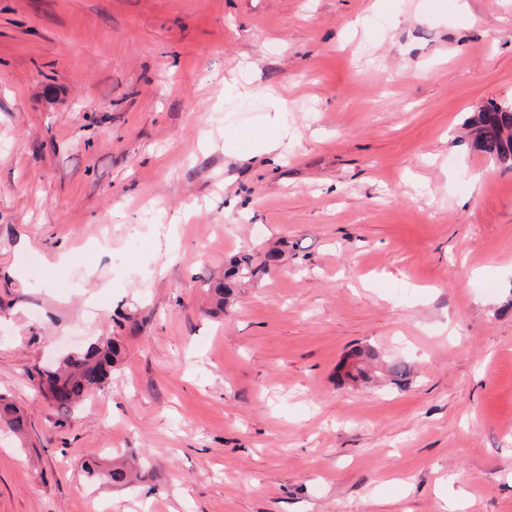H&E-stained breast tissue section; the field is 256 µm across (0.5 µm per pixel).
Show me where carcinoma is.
Here are the masks:
<instances>
[{"label": "carcinoma", "mask_w": 512, "mask_h": 512, "mask_svg": "<svg viewBox=\"0 0 512 512\" xmlns=\"http://www.w3.org/2000/svg\"><path fill=\"white\" fill-rule=\"evenodd\" d=\"M465 126L476 150L512 169V108L503 111L495 103L487 107L481 106L467 118ZM282 254L281 250L270 251L259 264L254 263L250 255L242 256L224 274L225 283L218 288V293L224 294L237 281L253 280L267 273L270 267L278 264ZM121 356V346L109 336L105 341L79 353L78 357H68L57 367L48 366L39 371L42 392L47 398L54 400L61 410L67 411L81 404L105 384ZM375 358L377 355L371 349L353 352L351 360L343 363L344 376L353 383H368L371 380L369 364ZM0 420L16 434L24 433L27 428L26 417L2 394ZM87 473L120 486L128 484L130 478V468L124 463L106 472L90 467Z\"/></svg>", "instance_id": "cac0c4a2"}]
</instances>
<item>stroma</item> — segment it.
I'll use <instances>...</instances> for the list:
<instances>
[{"instance_id": "obj_1", "label": "stroma", "mask_w": 512, "mask_h": 512, "mask_svg": "<svg viewBox=\"0 0 512 512\" xmlns=\"http://www.w3.org/2000/svg\"><path fill=\"white\" fill-rule=\"evenodd\" d=\"M504 101L512 0H0V512H512V171L463 134ZM284 252L282 250L269 251L265 255V260L260 264H255L251 255L242 256L232 268L224 274V282L220 288H216L219 294L223 295L224 291L232 288L231 284L244 279H256L262 274H266L271 266L277 265L279 259ZM68 357L57 367L39 369L43 394L54 400L63 411L81 404L94 391L101 389L121 356L122 349L111 336ZM350 361L343 363L344 376L353 383L366 384L371 380L372 375L369 371L370 361L377 358L376 353L371 349L358 350L353 352ZM0 420L16 434H23L27 428L26 417L2 394H0Z\"/></svg>"}]
</instances>
